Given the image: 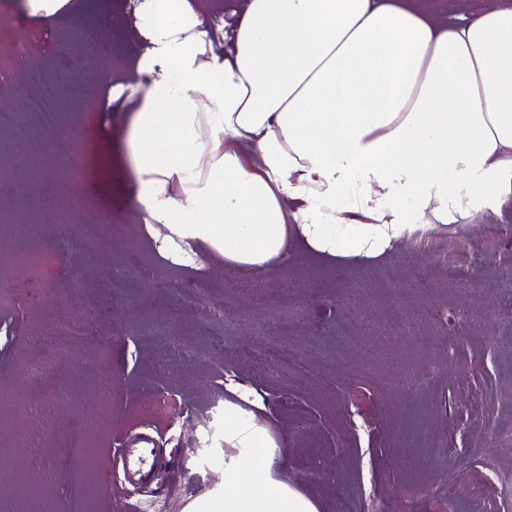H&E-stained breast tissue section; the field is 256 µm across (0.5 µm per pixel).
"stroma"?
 Instances as JSON below:
<instances>
[{"label":"stroma","mask_w":512,"mask_h":512,"mask_svg":"<svg viewBox=\"0 0 512 512\" xmlns=\"http://www.w3.org/2000/svg\"><path fill=\"white\" fill-rule=\"evenodd\" d=\"M0 0V48L27 46L12 80L0 82V107L21 100L28 72L52 77L84 49L73 28L96 31L108 68L82 70L59 92L57 131L67 133L66 160L48 159L63 188L39 209L0 223V512H69L81 494L87 512H181L223 476L224 410L230 389L252 393L258 422L283 436L288 479L321 512H512V200L482 223L436 228L428 241L403 238L383 255L334 261L295 247L272 273L225 267L203 244L193 259H171L163 232L146 230L131 211L134 175L91 182L83 168L99 150L125 163L124 143L148 77L136 63L150 43L131 0H69L61 19L30 15ZM194 21L223 24L216 56L244 0H188ZM67 233H59V217ZM43 242L29 252L17 224ZM466 249L449 274L442 260L458 234ZM139 262L109 302L100 285ZM81 275V287L72 284ZM179 277L193 297L156 287ZM223 309L201 325L199 308ZM177 313V341L192 360L162 361L140 338L141 325ZM90 318L89 333L67 358L32 348L29 336L49 324ZM292 349L314 370L305 378L257 361L267 346ZM232 372H225V359ZM45 364L41 382L30 363ZM83 445L71 447L73 436ZM149 442L157 477L127 498L99 492L113 468L110 449ZM66 464L50 484L43 471Z\"/></svg>","instance_id":"stroma-1"}]
</instances>
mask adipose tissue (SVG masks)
<instances>
[{
	"label": "adipose tissue",
	"mask_w": 512,
	"mask_h": 512,
	"mask_svg": "<svg viewBox=\"0 0 512 512\" xmlns=\"http://www.w3.org/2000/svg\"><path fill=\"white\" fill-rule=\"evenodd\" d=\"M142 11L137 69L151 79L110 177L134 173L131 209L169 238L234 268L279 269L297 244L341 268L512 198L502 0L448 27L427 0H247L222 58L172 0ZM238 397L224 405V479L182 512H319Z\"/></svg>",
	"instance_id": "obj_1"
}]
</instances>
